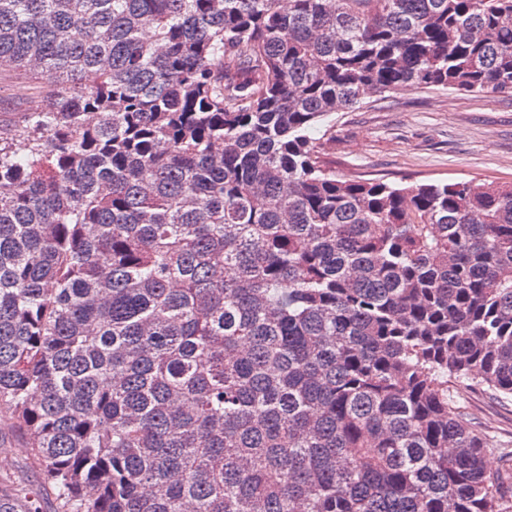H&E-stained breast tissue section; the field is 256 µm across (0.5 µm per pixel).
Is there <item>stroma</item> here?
<instances>
[{
    "instance_id": "stroma-1",
    "label": "stroma",
    "mask_w": 512,
    "mask_h": 512,
    "mask_svg": "<svg viewBox=\"0 0 512 512\" xmlns=\"http://www.w3.org/2000/svg\"><path fill=\"white\" fill-rule=\"evenodd\" d=\"M54 84L51 74L19 81L0 69V130L22 126L34 101ZM337 176L389 182L475 179L512 184V96L408 89L376 94L360 108L339 112L313 128ZM456 404L471 426L492 440L491 469L512 452V402L458 387Z\"/></svg>"
}]
</instances>
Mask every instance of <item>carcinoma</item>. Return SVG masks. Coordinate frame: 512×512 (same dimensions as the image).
Masks as SVG:
<instances>
[{
	"instance_id": "1",
	"label": "carcinoma",
	"mask_w": 512,
	"mask_h": 512,
	"mask_svg": "<svg viewBox=\"0 0 512 512\" xmlns=\"http://www.w3.org/2000/svg\"><path fill=\"white\" fill-rule=\"evenodd\" d=\"M0 0V512H512V185L341 178L308 130L512 95V0ZM97 83L87 88L84 74ZM20 82L11 69H0V129L5 132L21 127L32 103L41 100L55 83L49 73ZM453 399L466 414L471 426L490 437L497 448L487 453L485 461L490 471L501 466L498 451L512 452V402L482 389L458 386Z\"/></svg>"
}]
</instances>
